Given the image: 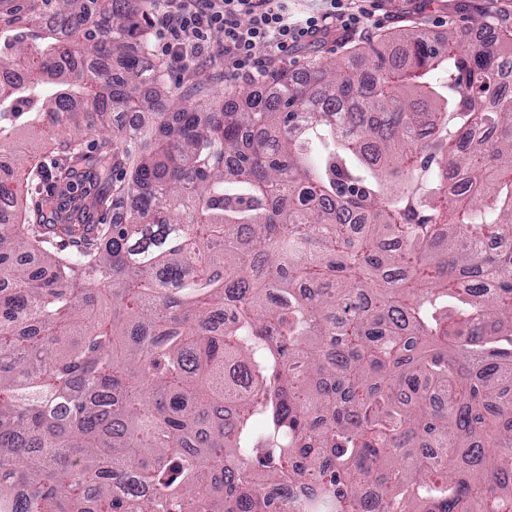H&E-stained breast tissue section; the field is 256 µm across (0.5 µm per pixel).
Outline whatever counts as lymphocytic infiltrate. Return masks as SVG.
<instances>
[{
  "label": "lymphocytic infiltrate",
  "instance_id": "obj_1",
  "mask_svg": "<svg viewBox=\"0 0 512 512\" xmlns=\"http://www.w3.org/2000/svg\"><path fill=\"white\" fill-rule=\"evenodd\" d=\"M319 10L295 12L288 0H155L150 24L171 64L193 69L210 51L209 36L223 34L224 69L263 86L275 57L342 31L371 38L375 0H322Z\"/></svg>",
  "mask_w": 512,
  "mask_h": 512
}]
</instances>
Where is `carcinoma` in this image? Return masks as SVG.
Listing matches in <instances>:
<instances>
[{
  "label": "carcinoma",
  "instance_id": "obj_1",
  "mask_svg": "<svg viewBox=\"0 0 512 512\" xmlns=\"http://www.w3.org/2000/svg\"><path fill=\"white\" fill-rule=\"evenodd\" d=\"M152 4L0 0V512H512V29L153 112Z\"/></svg>",
  "mask_w": 512,
  "mask_h": 512
}]
</instances>
